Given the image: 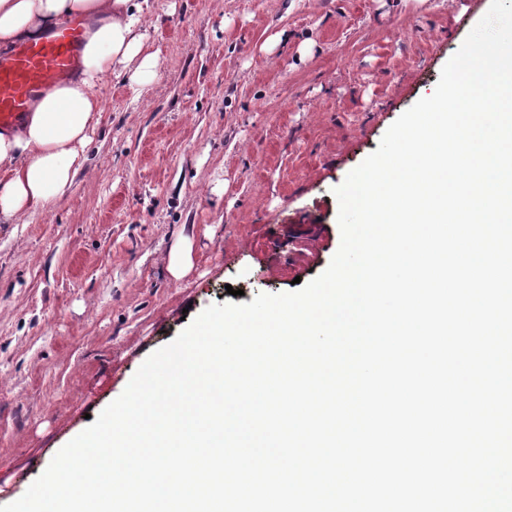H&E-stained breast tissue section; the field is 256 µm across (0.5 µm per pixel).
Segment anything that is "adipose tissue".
Masks as SVG:
<instances>
[{"mask_svg": "<svg viewBox=\"0 0 512 512\" xmlns=\"http://www.w3.org/2000/svg\"><path fill=\"white\" fill-rule=\"evenodd\" d=\"M73 19L85 23L77 75L36 96L24 121L0 133L1 224L25 223L83 171L107 76L137 84L156 72L158 56L143 33L144 0H0V52Z\"/></svg>", "mask_w": 512, "mask_h": 512, "instance_id": "adipose-tissue-1", "label": "adipose tissue"}]
</instances>
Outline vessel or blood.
Listing matches in <instances>:
<instances>
[{
    "mask_svg": "<svg viewBox=\"0 0 512 512\" xmlns=\"http://www.w3.org/2000/svg\"><path fill=\"white\" fill-rule=\"evenodd\" d=\"M83 38L82 24L68 22L47 38L0 55V129L17 125L37 94L77 72Z\"/></svg>",
    "mask_w": 512,
    "mask_h": 512,
    "instance_id": "obj_1",
    "label": "vessel or blood"
}]
</instances>
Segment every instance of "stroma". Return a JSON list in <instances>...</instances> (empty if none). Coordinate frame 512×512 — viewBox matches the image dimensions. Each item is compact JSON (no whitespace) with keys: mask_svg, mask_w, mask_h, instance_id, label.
Returning <instances> with one entry per match:
<instances>
[{"mask_svg":"<svg viewBox=\"0 0 512 512\" xmlns=\"http://www.w3.org/2000/svg\"><path fill=\"white\" fill-rule=\"evenodd\" d=\"M489 7L148 0L157 75L107 79L84 170L26 223L0 224V506L207 307L327 269L334 188ZM191 267L189 248L183 243L177 246L169 258V271L174 279L182 278Z\"/></svg>","mask_w":512,"mask_h":512,"instance_id":"obj_1","label":"stroma"}]
</instances>
